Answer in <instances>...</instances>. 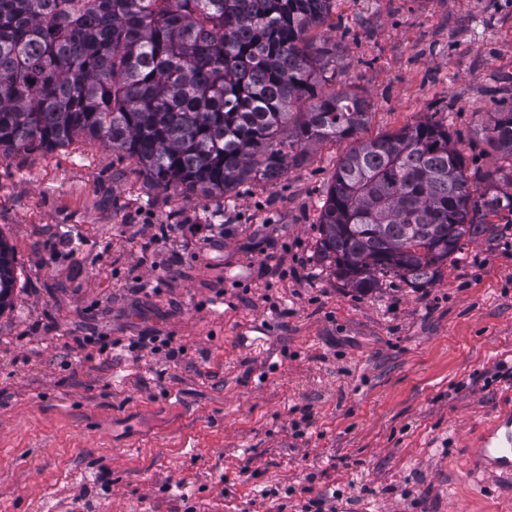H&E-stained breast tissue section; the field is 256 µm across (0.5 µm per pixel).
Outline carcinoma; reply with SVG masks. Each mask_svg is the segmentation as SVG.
Returning <instances> with one entry per match:
<instances>
[{"label":"carcinoma","mask_w":512,"mask_h":512,"mask_svg":"<svg viewBox=\"0 0 512 512\" xmlns=\"http://www.w3.org/2000/svg\"><path fill=\"white\" fill-rule=\"evenodd\" d=\"M333 2L0 0V153L85 136L137 158L165 188L222 196L258 172L277 179L311 145L352 139L323 205L321 260L361 292L380 275L431 283L488 230L482 211L512 213V105L480 124L508 160L491 174L467 173L431 119L356 138L366 100L316 92L331 50L309 32ZM13 283L0 237V311Z\"/></svg>","instance_id":"1"}]
</instances>
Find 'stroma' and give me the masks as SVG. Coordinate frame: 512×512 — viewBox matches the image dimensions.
I'll use <instances>...</instances> for the list:
<instances>
[{"instance_id": "stroma-1", "label": "stroma", "mask_w": 512, "mask_h": 512, "mask_svg": "<svg viewBox=\"0 0 512 512\" xmlns=\"http://www.w3.org/2000/svg\"><path fill=\"white\" fill-rule=\"evenodd\" d=\"M312 35L336 45L319 91L369 104L361 138L430 118L467 169L502 165L476 124L512 104V0H335ZM349 147L221 198L81 136L0 155V512H512L463 455L512 408V215L426 286L351 290L318 255ZM12 248L0 238V311L10 304L14 283Z\"/></svg>"}]
</instances>
